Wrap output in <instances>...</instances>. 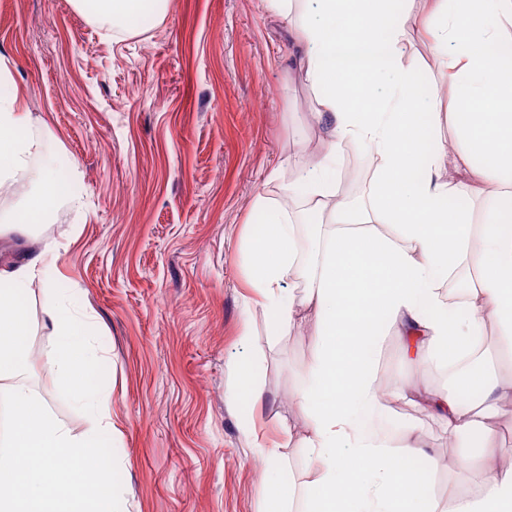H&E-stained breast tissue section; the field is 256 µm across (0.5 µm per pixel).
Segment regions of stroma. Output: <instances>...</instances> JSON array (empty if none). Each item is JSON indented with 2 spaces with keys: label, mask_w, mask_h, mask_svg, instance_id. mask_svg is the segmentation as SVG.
Wrapping results in <instances>:
<instances>
[{
  "label": "stroma",
  "mask_w": 512,
  "mask_h": 512,
  "mask_svg": "<svg viewBox=\"0 0 512 512\" xmlns=\"http://www.w3.org/2000/svg\"><path fill=\"white\" fill-rule=\"evenodd\" d=\"M305 8L294 0L283 18L266 0H172L164 17L116 37L69 0H0V75L34 127L51 130L44 150L76 164L79 201L59 200L27 247L53 241L59 275L107 352L117 512H264L282 474L298 491L315 475L298 401L314 323L303 315L275 330L247 285L244 237L255 196L287 206L286 184L322 150L313 90L292 63L289 31ZM401 8L423 84L447 93L417 24L426 0ZM274 169L281 178L268 181ZM46 302L33 283L25 382L77 432L83 415L43 359L53 341ZM379 378L411 393L448 387L394 337ZM391 413L418 421L428 458L440 459L437 495L468 493L444 423L417 404Z\"/></svg>",
  "instance_id": "stroma-1"
}]
</instances>
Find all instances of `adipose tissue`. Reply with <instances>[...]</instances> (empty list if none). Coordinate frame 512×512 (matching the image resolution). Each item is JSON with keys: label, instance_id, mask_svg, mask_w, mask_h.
I'll return each mask as SVG.
<instances>
[{"label": "adipose tissue", "instance_id": "obj_1", "mask_svg": "<svg viewBox=\"0 0 512 512\" xmlns=\"http://www.w3.org/2000/svg\"><path fill=\"white\" fill-rule=\"evenodd\" d=\"M315 2L314 18L290 34L326 125L324 149L287 191L325 216L327 229L312 241L307 262H298L295 224L261 194L253 207L263 220L245 229L249 284L263 307L283 330L303 311L315 324L299 392L312 416L304 445L317 470L305 489L306 512H512V467H499L491 449L502 390L483 361L491 322L497 353L512 358V207L502 206L512 203V36L502 33L512 22V0H430L422 22L433 30L435 67L449 74L454 110L446 116L434 88L426 111L412 109L419 69L403 57L396 0ZM72 3L127 34L170 0ZM444 120L464 141L455 170L487 188L477 225L450 205L458 186L443 175V154L428 146ZM30 127L18 95L0 97V186L22 173L35 187L19 208L0 211V235L24 239L43 224L63 183L59 155L41 154ZM349 142L374 153L371 192L357 207L336 180ZM57 259L48 241L25 262L0 269V382L10 412L0 433V512H115L112 459L102 451L114 431L111 398L96 375L103 355L92 315L75 303L71 286L50 275ZM458 275L462 299L451 303L443 287ZM295 276L307 282L303 295L284 288ZM37 279L52 296L45 316L54 341L44 358L84 416L78 434L24 383L29 316L20 290ZM392 335L416 358L460 370L449 390L426 404L450 437L482 438L462 459L469 493L445 501L425 494L434 469L417 464L425 454L418 425L387 433L365 423L407 398L403 385L388 398L378 388Z\"/></svg>", "mask_w": 512, "mask_h": 512}]
</instances>
